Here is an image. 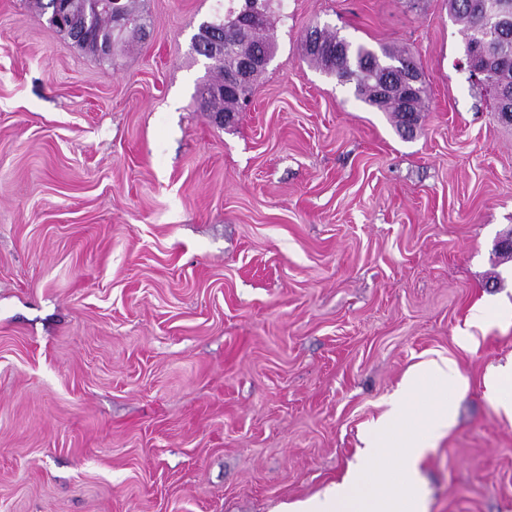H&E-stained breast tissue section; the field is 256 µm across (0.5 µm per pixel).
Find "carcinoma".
Listing matches in <instances>:
<instances>
[{"instance_id": "carcinoma-1", "label": "carcinoma", "mask_w": 512, "mask_h": 512, "mask_svg": "<svg viewBox=\"0 0 512 512\" xmlns=\"http://www.w3.org/2000/svg\"><path fill=\"white\" fill-rule=\"evenodd\" d=\"M76 16L88 19L92 28L104 39L112 40V51H122L127 39L143 33V15L139 14L135 0H123L126 13L136 23L122 30H113L109 11L102 0H70ZM275 0H241L237 8L214 15L218 25L213 27L212 37L224 42V56L213 57L207 66V76L197 87V100L202 112L234 111L240 102L248 99L254 82H246L225 88L229 75L235 71L240 59H257L271 54L274 45L267 37L270 17ZM450 16L464 29V49L481 42L486 44L489 89L494 111L503 107L498 91L512 93V24L497 28L492 16L512 18V0H448ZM313 33L320 40V48L305 52L303 56L340 85H349L356 99L389 112L396 118L397 128L409 132L408 121L399 110L394 97L379 93L382 84L393 82L399 71L390 67L397 61L405 71L422 75L415 57L406 50L381 46L375 50L364 44H354L336 33L318 26Z\"/></svg>"}]
</instances>
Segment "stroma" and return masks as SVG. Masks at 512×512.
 I'll list each match as a JSON object with an SVG mask.
<instances>
[{
	"instance_id": "1",
	"label": "stroma",
	"mask_w": 512,
	"mask_h": 512,
	"mask_svg": "<svg viewBox=\"0 0 512 512\" xmlns=\"http://www.w3.org/2000/svg\"><path fill=\"white\" fill-rule=\"evenodd\" d=\"M137 7L108 60L0 0V512H281L440 355L468 385L418 462L428 512H512L482 386L512 326L466 324L512 300V127L448 0H280L226 127L191 47L217 0ZM316 24L415 55L413 138L304 60Z\"/></svg>"
}]
</instances>
